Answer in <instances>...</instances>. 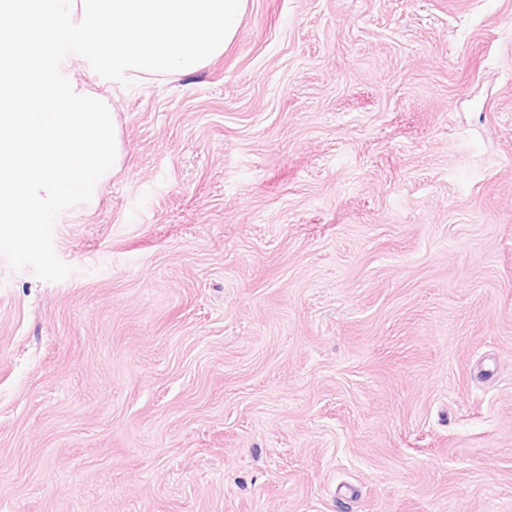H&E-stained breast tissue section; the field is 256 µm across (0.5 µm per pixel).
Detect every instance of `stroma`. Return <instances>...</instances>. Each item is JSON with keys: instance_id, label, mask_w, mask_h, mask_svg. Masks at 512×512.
Segmentation results:
<instances>
[{"instance_id": "obj_1", "label": "stroma", "mask_w": 512, "mask_h": 512, "mask_svg": "<svg viewBox=\"0 0 512 512\" xmlns=\"http://www.w3.org/2000/svg\"><path fill=\"white\" fill-rule=\"evenodd\" d=\"M68 73L121 170L0 257V512H512V0H248Z\"/></svg>"}]
</instances>
